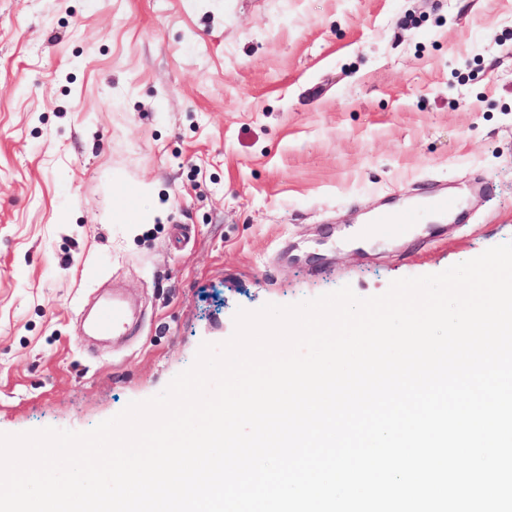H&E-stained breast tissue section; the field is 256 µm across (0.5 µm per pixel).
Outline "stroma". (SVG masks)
Listing matches in <instances>:
<instances>
[{"instance_id": "obj_1", "label": "stroma", "mask_w": 512, "mask_h": 512, "mask_svg": "<svg viewBox=\"0 0 512 512\" xmlns=\"http://www.w3.org/2000/svg\"><path fill=\"white\" fill-rule=\"evenodd\" d=\"M463 218L368 249L436 187ZM512 240V0H0V433L161 393L238 309ZM121 289L119 342L82 315Z\"/></svg>"}]
</instances>
